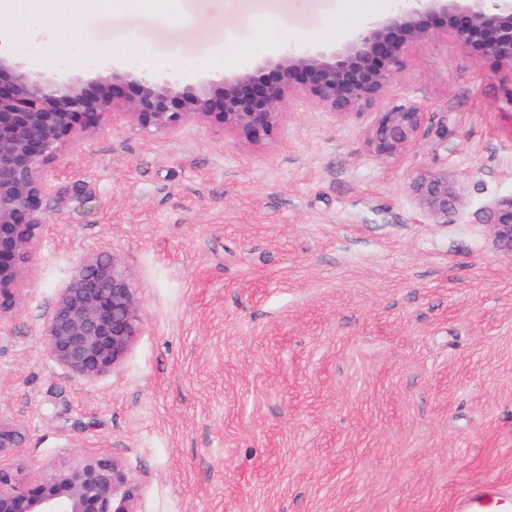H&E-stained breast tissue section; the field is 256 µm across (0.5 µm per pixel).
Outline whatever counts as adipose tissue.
<instances>
[{
	"instance_id": "obj_1",
	"label": "adipose tissue",
	"mask_w": 512,
	"mask_h": 512,
	"mask_svg": "<svg viewBox=\"0 0 512 512\" xmlns=\"http://www.w3.org/2000/svg\"><path fill=\"white\" fill-rule=\"evenodd\" d=\"M170 4L171 0H0V42H13L11 21L17 16L27 19L31 37H68L70 21L86 12L111 13L132 7L162 11Z\"/></svg>"
}]
</instances>
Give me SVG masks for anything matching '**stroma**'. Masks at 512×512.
Returning a JSON list of instances; mask_svg holds the SVG:
<instances>
[{"label":"stroma","mask_w":512,"mask_h":512,"mask_svg":"<svg viewBox=\"0 0 512 512\" xmlns=\"http://www.w3.org/2000/svg\"><path fill=\"white\" fill-rule=\"evenodd\" d=\"M343 0H176L173 14H86L27 69L83 81L90 47L185 84L274 61L257 25L296 45L331 37ZM237 57L216 65L212 35ZM512 72L445 31L412 46L380 106L426 117L401 155L375 156L374 109L343 118L292 95L273 140L127 121L76 139L48 166L99 205L46 238L0 331V420L38 483L108 453L139 481V512H453L469 483L512 485V257L490 200L512 195ZM447 171L460 202L428 223L411 184ZM120 256L144 309L123 363L86 380L45 354L57 290L95 251Z\"/></svg>","instance_id":"1"}]
</instances>
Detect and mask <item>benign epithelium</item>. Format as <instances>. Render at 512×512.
Wrapping results in <instances>:
<instances>
[{"label":"benign epithelium","mask_w":512,"mask_h":512,"mask_svg":"<svg viewBox=\"0 0 512 512\" xmlns=\"http://www.w3.org/2000/svg\"><path fill=\"white\" fill-rule=\"evenodd\" d=\"M451 33L479 62L512 72V0H396L383 20L359 29L338 50L291 47L266 67L175 89L180 73L162 79L129 67L99 65L81 82L45 78L0 53V331L12 317L51 230L46 203L62 194L47 165L74 139L105 122L127 119L144 132L174 133L188 123L234 132L240 139H272L293 93L348 117L371 107L430 28ZM423 107L395 101L376 113L368 135L379 157L403 153L425 121ZM413 197L439 224L459 202L446 172L413 182ZM498 247L512 255V195L487 205ZM142 303L118 255L87 256L58 289L42 327L48 356L82 379L117 368L143 331ZM21 436L0 421V457L16 453ZM140 484L115 457L99 453L60 469L34 486L0 468V512H138Z\"/></svg>","instance_id":"7a95c632"}]
</instances>
